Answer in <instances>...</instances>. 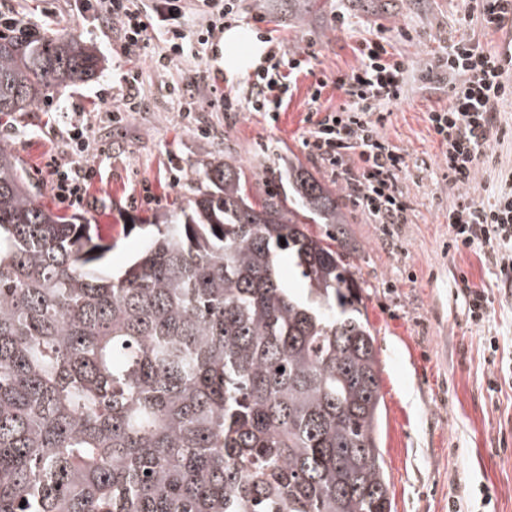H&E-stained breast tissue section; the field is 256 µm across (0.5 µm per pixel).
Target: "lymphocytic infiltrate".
<instances>
[{
    "label": "lymphocytic infiltrate",
    "mask_w": 512,
    "mask_h": 512,
    "mask_svg": "<svg viewBox=\"0 0 512 512\" xmlns=\"http://www.w3.org/2000/svg\"><path fill=\"white\" fill-rule=\"evenodd\" d=\"M87 2L112 20L122 32L125 46L152 51L150 33L162 29L168 49L157 55L156 64L168 66L183 54L188 36L171 20L172 12L178 9L174 0H150L147 8L135 5L133 0ZM390 45L384 35L362 42L357 48V69L319 78L310 93L311 107L306 116L305 143L309 151L377 224H403L408 220V205L400 188L408 163L383 133L388 109L401 99L408 73L407 63L390 52ZM303 66L297 54L280 53L274 66L255 73L247 104L223 95L217 105L227 112L245 106L278 121ZM426 70L448 79L449 104L430 109L428 121L442 148L448 175L462 189L472 182L480 167L492 163V144L512 138V129L502 126L498 119L500 107L512 104V47L488 52L475 37L453 40L428 60ZM330 87L341 92L344 101L324 111L319 101ZM46 172L56 195L72 204L82 201L86 184L94 175L93 169L79 160L48 164ZM448 227L451 248L488 245L487 261L497 269L501 283L512 285V176L503 175L492 202L487 204L476 202L462 191L448 212Z\"/></svg>",
    "instance_id": "lymphocytic-infiltrate-1"
}]
</instances>
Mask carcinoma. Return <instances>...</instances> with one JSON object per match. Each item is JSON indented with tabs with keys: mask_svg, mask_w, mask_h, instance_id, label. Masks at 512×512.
<instances>
[{
	"mask_svg": "<svg viewBox=\"0 0 512 512\" xmlns=\"http://www.w3.org/2000/svg\"><path fill=\"white\" fill-rule=\"evenodd\" d=\"M100 62L76 35L0 33V114ZM197 181L114 275L0 144V512H392L340 197L292 161L283 190L230 158Z\"/></svg>",
	"mask_w": 512,
	"mask_h": 512,
	"instance_id": "cac0c4a2",
	"label": "carcinoma"
}]
</instances>
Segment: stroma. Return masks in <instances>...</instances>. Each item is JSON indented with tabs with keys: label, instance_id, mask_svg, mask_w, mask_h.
Masks as SVG:
<instances>
[{
	"label": "stroma",
	"instance_id": "obj_1",
	"mask_svg": "<svg viewBox=\"0 0 512 512\" xmlns=\"http://www.w3.org/2000/svg\"><path fill=\"white\" fill-rule=\"evenodd\" d=\"M289 0H244L238 27L261 41L314 56L313 71L300 74L277 122L264 113L226 116L211 106L214 91L247 95L246 77L226 78L223 33L207 44L196 41L206 20L199 0H185L179 18L191 38L185 53L168 67L142 50H122L110 20L93 14L86 0H0V11L18 26L41 34L73 33L97 48L104 63L89 81L65 88L53 106L0 116V143L29 163L45 203L106 226L112 241L111 267L120 270L141 250L139 225L169 217L189 195L191 177L217 152L234 159L247 177L285 176L288 157H297L315 176L330 172L303 146L308 125L306 99L317 76L347 73L360 59L357 43L378 28L407 29L413 42L392 38L393 53L412 67L404 100L385 122L387 140L406 154L412 171L401 187L408 221L391 227L346 203L345 227L359 275L368 287L367 313L377 337L381 393L385 401L382 447L395 512H512V287H498L484 260L486 246L449 250L448 211L458 190L445 176L442 150L427 119L430 108L446 106L448 90L421 71L448 39L476 36L497 50L506 32L486 29L469 13L467 0H386L366 8L359 0H317L314 13L298 21ZM356 18L338 27L337 10ZM139 74L135 89L123 76ZM140 103L123 122L109 118L127 92ZM208 125L202 137L196 122ZM87 132L86 160L96 170L83 203L58 200L45 178L51 157L64 156L74 127ZM155 200L142 201L143 186ZM487 289L492 299L485 322H471L467 289ZM497 337L490 356L486 340ZM499 384L489 392V378Z\"/></svg>",
	"mask_w": 512,
	"mask_h": 512
}]
</instances>
